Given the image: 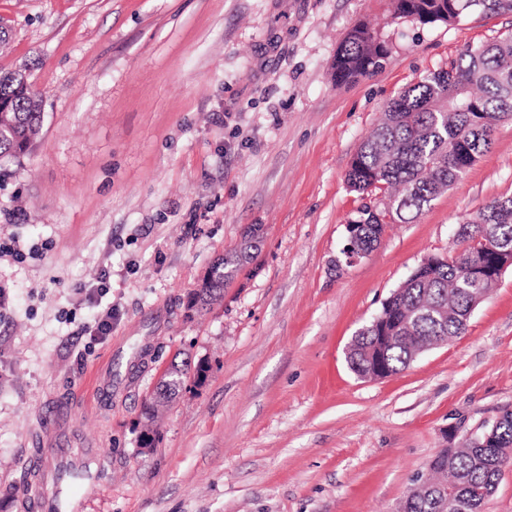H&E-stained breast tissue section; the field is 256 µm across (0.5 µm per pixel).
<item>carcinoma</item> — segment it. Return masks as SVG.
Here are the masks:
<instances>
[{
	"instance_id": "cac0c4a2",
	"label": "carcinoma",
	"mask_w": 512,
	"mask_h": 512,
	"mask_svg": "<svg viewBox=\"0 0 512 512\" xmlns=\"http://www.w3.org/2000/svg\"><path fill=\"white\" fill-rule=\"evenodd\" d=\"M392 16L423 25L456 23L471 12L512 13V0H390ZM388 53L378 31L367 23L350 28L336 51L331 70L336 85L355 83L379 68ZM42 99L28 80L15 71L0 72V178L5 164L21 162L41 130ZM512 116V32L479 47L466 48L448 67L407 86L384 110L371 134L351 160L349 186L370 195L386 192L376 213L363 205L352 220L353 245L372 251L387 224L414 221L488 152L495 122ZM490 224L512 245V195L493 200L463 222L462 250L447 258L430 256L408 278L381 314L401 325L397 338L383 342L364 323L355 333L346 356L357 375L382 358L391 373L406 369L425 344L444 343L462 335L473 301L472 288H463L458 273L464 257L479 258L480 226ZM241 269L239 251L219 258L204 277L199 293L186 309L200 313L224 294V285ZM200 377V368L173 361L143 404L140 447H154L160 409L183 389L186 380ZM512 462V411L497 417L488 441L448 448L434 461L430 477L413 479L405 496V512H484L496 489L502 467Z\"/></svg>"
}]
</instances>
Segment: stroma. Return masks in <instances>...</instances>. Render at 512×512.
<instances>
[{
	"mask_svg": "<svg viewBox=\"0 0 512 512\" xmlns=\"http://www.w3.org/2000/svg\"><path fill=\"white\" fill-rule=\"evenodd\" d=\"M382 68L336 86L357 22ZM0 70L42 93L31 153L0 179V512L34 495L41 418L109 465L85 512H395L441 450L512 410V267L464 334L363 380L355 331L461 222L512 194V119L411 224L342 261L366 201L346 172L387 102L512 14L422 25L389 0H0ZM263 242L210 309H185L214 260ZM109 289L97 293L100 279ZM112 314L95 337L94 319ZM206 383L139 447L141 406L175 355Z\"/></svg>",
	"mask_w": 512,
	"mask_h": 512,
	"instance_id": "35a3bbf8",
	"label": "stroma"
}]
</instances>
